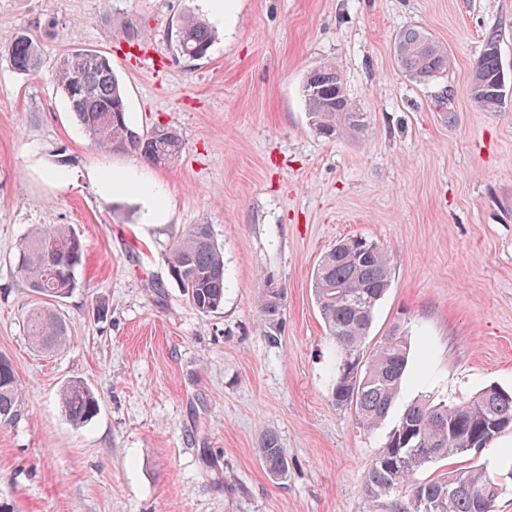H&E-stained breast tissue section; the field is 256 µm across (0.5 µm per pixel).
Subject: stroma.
<instances>
[{"mask_svg":"<svg viewBox=\"0 0 512 512\" xmlns=\"http://www.w3.org/2000/svg\"><path fill=\"white\" fill-rule=\"evenodd\" d=\"M208 18L205 59L178 56L171 26ZM419 28L445 45L448 69L405 76L396 36ZM39 33L41 61L17 72L7 48ZM140 45H130L129 32ZM496 32L512 73V0H0V354L24 409L0 424V500L16 512H401V493L371 497L365 471L403 411L427 397L512 390V99L487 112L467 94ZM81 47L109 56L132 125L183 143L154 166L104 154L57 88V63ZM330 62L362 129L321 137L302 95ZM99 169L151 187L107 197ZM192 224L224 252V305L200 313L169 271ZM64 225L84 246L78 286L60 304L65 346L32 348L34 294L14 255L34 229ZM360 235L392 259L370 342L411 343L388 415L374 431L331 396L336 345L312 275L336 241ZM284 289L275 335L258 314L262 282ZM87 383L99 410L83 425L59 397ZM275 432L289 462L272 481L257 448ZM503 480L493 512H512V432L478 453L441 458L418 480L465 467Z\"/></svg>","mask_w":512,"mask_h":512,"instance_id":"stroma-1","label":"stroma"}]
</instances>
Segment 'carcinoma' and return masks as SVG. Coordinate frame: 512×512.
<instances>
[{
  "mask_svg": "<svg viewBox=\"0 0 512 512\" xmlns=\"http://www.w3.org/2000/svg\"><path fill=\"white\" fill-rule=\"evenodd\" d=\"M213 34L206 20L187 16L175 29L177 53L186 59L204 58ZM15 70L35 71L40 64L39 39L31 31L18 34L8 48ZM398 66L415 82H424L448 69L447 48L418 28L402 31L395 40ZM339 72L331 63L312 70L302 92L315 130L326 138L347 127L362 126L344 91H336ZM57 84L89 138L105 154L132 152L153 165L166 166L182 151L178 135L167 127L140 133L132 127L123 86L112 59L89 49L74 48L61 57ZM509 85L498 56L496 35L487 36L473 70L467 94L481 108L498 112L506 103ZM83 257L79 237L62 226L37 231L20 245L16 269L40 302L26 315L27 335L40 352H53L67 341V323L49 304L59 303L77 287L76 269ZM170 272L194 307L212 313L224 305V254L209 225L193 224L171 247ZM391 285L390 257L361 236L336 242L312 276L314 299L336 343L331 394L336 405L354 409L357 424L372 430L386 417L404 379L410 342L393 331L372 349L366 339L376 308ZM286 295L267 284L258 289V311L267 335L278 330ZM60 399L70 421L84 424L98 410L94 391L81 381L67 383ZM23 406L12 362L0 355V424L18 418ZM512 431V391L489 386L455 403L421 400L402 413L382 449L368 465L370 493H407L403 512H487L500 492L499 483L475 467L451 470L427 481L415 474L448 456H466ZM258 455L270 479L283 481L289 463L278 437L264 434Z\"/></svg>",
  "mask_w": 512,
  "mask_h": 512,
  "instance_id": "cac0c4a2",
  "label": "carcinoma"
}]
</instances>
